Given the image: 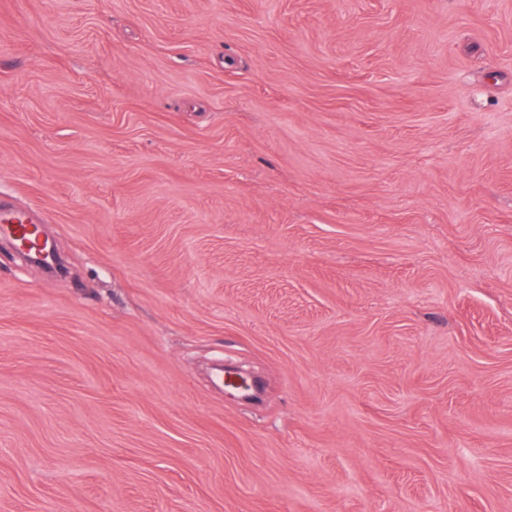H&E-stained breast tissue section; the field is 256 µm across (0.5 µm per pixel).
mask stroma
<instances>
[{"instance_id": "obj_1", "label": "stroma", "mask_w": 512, "mask_h": 512, "mask_svg": "<svg viewBox=\"0 0 512 512\" xmlns=\"http://www.w3.org/2000/svg\"><path fill=\"white\" fill-rule=\"evenodd\" d=\"M0 201V512H512V0H0ZM39 224L31 216L17 209L0 206V236L5 238L22 239L31 237V225Z\"/></svg>"}]
</instances>
